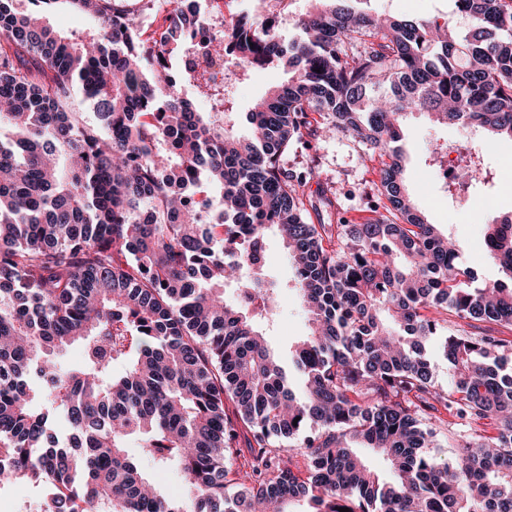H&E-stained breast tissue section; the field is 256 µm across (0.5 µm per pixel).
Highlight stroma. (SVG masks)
Returning a JSON list of instances; mask_svg holds the SVG:
<instances>
[{"mask_svg":"<svg viewBox=\"0 0 512 512\" xmlns=\"http://www.w3.org/2000/svg\"><path fill=\"white\" fill-rule=\"evenodd\" d=\"M373 4L396 18H443L454 11V0H373ZM287 78L280 67L253 71L232 97L235 111H248ZM401 136L404 184L417 209L428 222L449 225L464 265L477 267L485 281L497 279L498 268L483 251L484 223L490 214L512 213V165L506 163L512 158V141L464 125L436 123L424 112L407 115ZM475 146L485 150L482 167L486 176L472 184L468 199L461 202L445 192L432 158L441 147L467 153ZM287 165L313 171L304 186L312 203L313 222L358 224L369 217L368 197L376 191L381 161L369 158L351 135L339 132L314 137L309 149L289 151ZM308 332L307 316L295 297H282L279 321L267 332L271 346L287 354L289 344Z\"/></svg>","mask_w":512,"mask_h":512,"instance_id":"1","label":"stroma"}]
</instances>
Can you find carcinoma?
Listing matches in <instances>:
<instances>
[{"mask_svg": "<svg viewBox=\"0 0 512 512\" xmlns=\"http://www.w3.org/2000/svg\"><path fill=\"white\" fill-rule=\"evenodd\" d=\"M28 2L0 0V478L49 485L55 512H512V340L448 331L445 388L423 352L445 311L512 328V214L484 224L501 278L481 283L418 213L392 147L414 111L512 140V0H455L456 37H440L449 20L368 0H315L288 43L239 21L224 34L238 66L290 74L246 113V135L229 127L231 99L208 87L201 112L179 90L184 10L145 39L119 0H70L94 25L69 38L39 18L58 0ZM314 124L387 158L385 213L310 221L284 158ZM270 233L310 323L286 360L264 333L278 285L267 315L225 293L271 279L248 265ZM440 436L450 462L431 453ZM145 459L181 475L183 499Z\"/></svg>", "mask_w": 512, "mask_h": 512, "instance_id": "1", "label": "carcinoma"}]
</instances>
